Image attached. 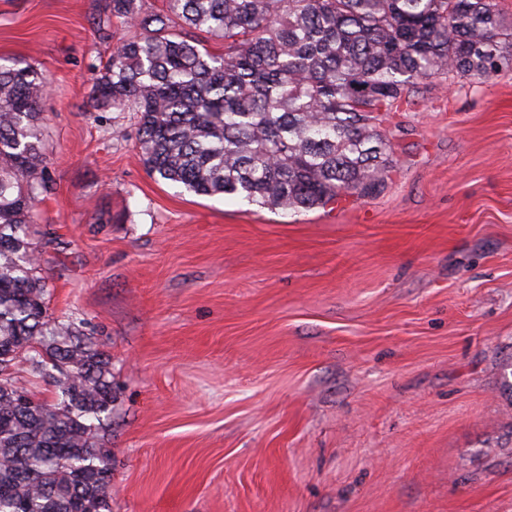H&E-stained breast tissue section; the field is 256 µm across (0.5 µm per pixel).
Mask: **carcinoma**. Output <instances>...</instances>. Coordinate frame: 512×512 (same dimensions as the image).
Instances as JSON below:
<instances>
[{"label": "carcinoma", "mask_w": 512, "mask_h": 512, "mask_svg": "<svg viewBox=\"0 0 512 512\" xmlns=\"http://www.w3.org/2000/svg\"><path fill=\"white\" fill-rule=\"evenodd\" d=\"M137 30L96 75L97 112H134L149 175L263 208L323 207L377 191L383 129L437 75L488 80L512 66L497 0H100ZM224 42L220 53L206 39ZM47 76L0 65V512H112V368L72 321L48 313L29 228L49 186L39 101ZM20 361L56 388L33 397Z\"/></svg>", "instance_id": "1"}]
</instances>
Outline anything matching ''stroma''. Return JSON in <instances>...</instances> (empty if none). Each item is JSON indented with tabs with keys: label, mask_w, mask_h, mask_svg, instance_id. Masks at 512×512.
<instances>
[{
	"label": "stroma",
	"mask_w": 512,
	"mask_h": 512,
	"mask_svg": "<svg viewBox=\"0 0 512 512\" xmlns=\"http://www.w3.org/2000/svg\"><path fill=\"white\" fill-rule=\"evenodd\" d=\"M120 23L0 0L49 79L31 237L112 363V512H512V68L393 113L376 193L299 212L151 177L92 112Z\"/></svg>",
	"instance_id": "35a3bbf8"
}]
</instances>
